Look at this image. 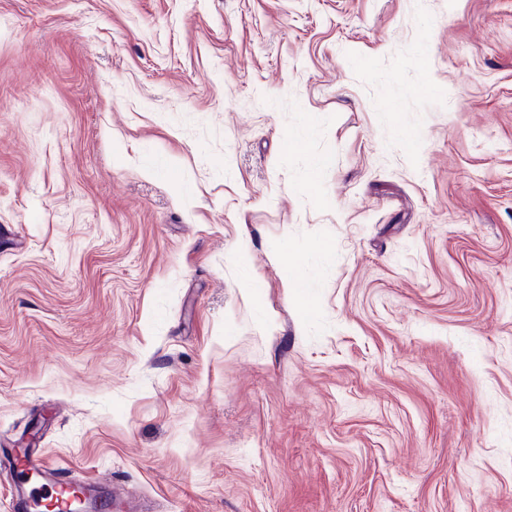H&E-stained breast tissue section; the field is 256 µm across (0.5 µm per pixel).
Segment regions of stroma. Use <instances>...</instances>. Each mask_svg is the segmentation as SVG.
Wrapping results in <instances>:
<instances>
[{"instance_id":"obj_1","label":"stroma","mask_w":512,"mask_h":512,"mask_svg":"<svg viewBox=\"0 0 512 512\" xmlns=\"http://www.w3.org/2000/svg\"><path fill=\"white\" fill-rule=\"evenodd\" d=\"M29 444L153 512H512V0H0Z\"/></svg>"}]
</instances>
